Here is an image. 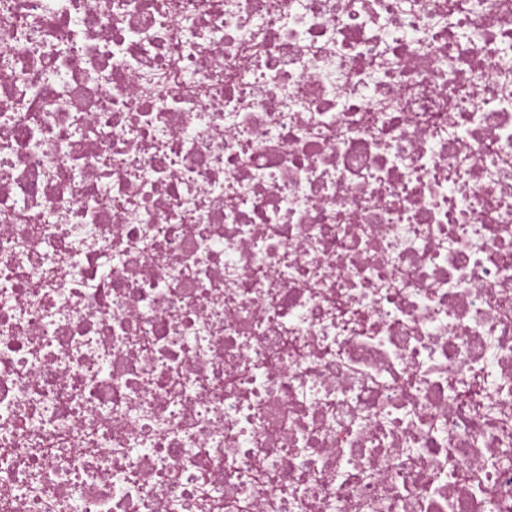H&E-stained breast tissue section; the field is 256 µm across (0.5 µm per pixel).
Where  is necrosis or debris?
Returning <instances> with one entry per match:
<instances>
[{
	"label": "necrosis or debris",
	"mask_w": 512,
	"mask_h": 512,
	"mask_svg": "<svg viewBox=\"0 0 512 512\" xmlns=\"http://www.w3.org/2000/svg\"><path fill=\"white\" fill-rule=\"evenodd\" d=\"M0 512H512V0H0Z\"/></svg>",
	"instance_id": "necrosis-or-debris-1"
}]
</instances>
